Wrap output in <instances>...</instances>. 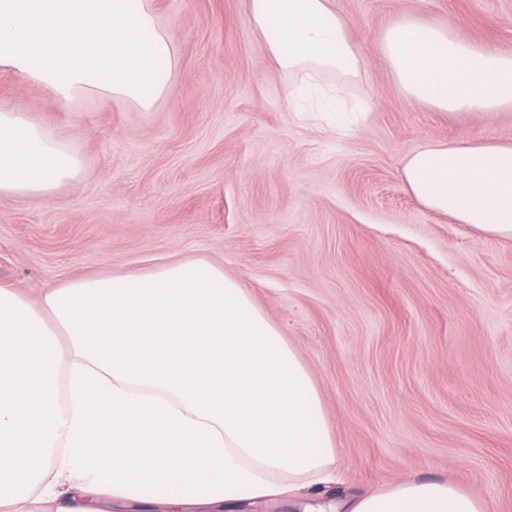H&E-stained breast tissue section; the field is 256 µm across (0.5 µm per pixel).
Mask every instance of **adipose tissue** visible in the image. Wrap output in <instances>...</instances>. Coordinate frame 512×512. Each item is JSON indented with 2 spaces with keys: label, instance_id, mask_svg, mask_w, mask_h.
<instances>
[{
  "label": "adipose tissue",
  "instance_id": "adipose-tissue-1",
  "mask_svg": "<svg viewBox=\"0 0 512 512\" xmlns=\"http://www.w3.org/2000/svg\"><path fill=\"white\" fill-rule=\"evenodd\" d=\"M250 16L288 71L358 76L332 0H250ZM381 51L416 102L512 109V55L415 17L386 28ZM175 63L150 0H0V68L64 103L150 109ZM80 171L28 113L0 109V196H45ZM403 175L430 209L512 238L511 144L427 145ZM32 469L22 495L0 491V512L106 494L167 512L283 494L302 497L304 512H483L475 493L439 480L397 481L345 506L316 499L336 478L320 395L279 328L206 260L73 279L35 302L0 285V482Z\"/></svg>",
  "mask_w": 512,
  "mask_h": 512
}]
</instances>
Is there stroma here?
Segmentation results:
<instances>
[{
	"instance_id": "1",
	"label": "stroma",
	"mask_w": 512,
	"mask_h": 512,
	"mask_svg": "<svg viewBox=\"0 0 512 512\" xmlns=\"http://www.w3.org/2000/svg\"><path fill=\"white\" fill-rule=\"evenodd\" d=\"M176 48L148 110L59 102L0 69V107L82 160L49 196L0 197V284L29 296L80 277L205 259L237 279L309 370L338 495L440 479L512 512V239L429 209L402 176L427 144H512V112L412 101L379 48L404 16L512 54V0H333L362 57L360 113L300 122L292 74L249 0H151Z\"/></svg>"
}]
</instances>
